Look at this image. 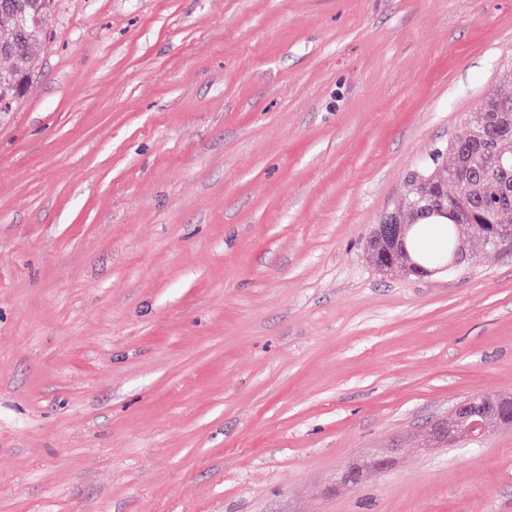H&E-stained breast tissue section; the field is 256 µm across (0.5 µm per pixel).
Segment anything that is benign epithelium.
<instances>
[{
	"label": "benign epithelium",
	"instance_id": "obj_1",
	"mask_svg": "<svg viewBox=\"0 0 512 512\" xmlns=\"http://www.w3.org/2000/svg\"><path fill=\"white\" fill-rule=\"evenodd\" d=\"M411 225L385 220L378 226L375 246L382 257L399 253L404 257V267L419 275L428 276L433 271L423 269L410 262L406 249V236ZM512 427V396L484 394L465 397L448 414V420L431 425L421 435L425 445H460L476 443L487 433L501 428ZM402 449L389 448L379 454L357 459L338 475L336 488L351 489L368 476L380 474L398 463Z\"/></svg>",
	"mask_w": 512,
	"mask_h": 512
}]
</instances>
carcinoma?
<instances>
[{
	"label": "carcinoma",
	"instance_id": "cac0c4a2",
	"mask_svg": "<svg viewBox=\"0 0 512 512\" xmlns=\"http://www.w3.org/2000/svg\"><path fill=\"white\" fill-rule=\"evenodd\" d=\"M56 0H0V56L14 68L0 73V103L18 98L30 81L29 61L45 45L46 28ZM453 161L440 164L436 153L407 179L401 218L415 225L445 226L444 248L423 254L418 263L439 267L454 250L465 249L458 228L439 212H454L478 242L498 234H511L512 195L504 191L509 176L499 168V156L512 155V96L488 99L468 117L467 135L450 148Z\"/></svg>",
	"mask_w": 512,
	"mask_h": 512
}]
</instances>
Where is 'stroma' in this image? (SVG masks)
I'll use <instances>...</instances> for the list:
<instances>
[{"mask_svg":"<svg viewBox=\"0 0 512 512\" xmlns=\"http://www.w3.org/2000/svg\"><path fill=\"white\" fill-rule=\"evenodd\" d=\"M510 66L512 0H57L0 112V512H512V427L419 438L512 395V245L368 251ZM484 394L465 397L448 414V420L431 425L421 435L424 445L476 443L487 433L512 427V396ZM402 450L403 448H389L379 454L355 460L340 471L336 488L351 489L362 483L369 475L385 472L398 463Z\"/></svg>","mask_w":512,"mask_h":512,"instance_id":"stroma-1","label":"stroma"}]
</instances>
